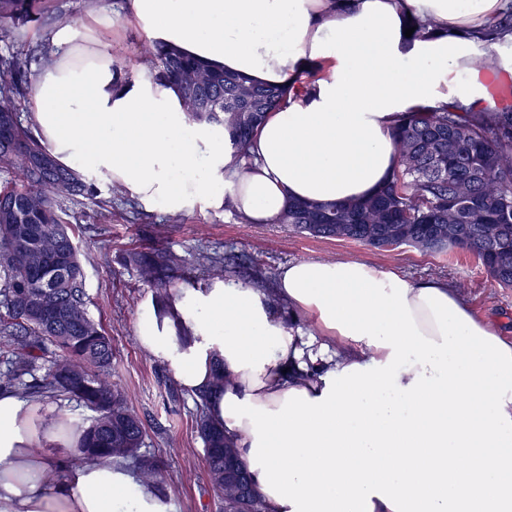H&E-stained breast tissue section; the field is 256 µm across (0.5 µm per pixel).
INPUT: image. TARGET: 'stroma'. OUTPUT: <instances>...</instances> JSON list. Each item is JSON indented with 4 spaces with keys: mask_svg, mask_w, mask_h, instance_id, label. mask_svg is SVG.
<instances>
[{
    "mask_svg": "<svg viewBox=\"0 0 512 512\" xmlns=\"http://www.w3.org/2000/svg\"><path fill=\"white\" fill-rule=\"evenodd\" d=\"M95 185L100 198L111 203L109 214L99 215L87 204L71 210L68 221L80 227L88 310L112 338L128 402L146 427V452L166 463L167 512L216 510L195 427L196 405L192 395L179 391L169 368L137 341L154 288L134 268L104 264L102 253L118 256L158 241L185 258L195 277L201 274L199 255L240 258L235 275L241 279L250 278L257 267L277 276L284 265L297 260L366 258L416 282L442 278L462 286L463 297L512 336V288L499 287L473 256L425 254L408 246L381 252L347 240L305 237L280 224H248L234 211H213L200 202L183 211L181 223L172 224L163 206H144L128 194L113 196L111 182L102 179Z\"/></svg>",
    "mask_w": 512,
    "mask_h": 512,
    "instance_id": "obj_1",
    "label": "stroma"
}]
</instances>
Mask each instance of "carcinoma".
Masks as SVG:
<instances>
[{"mask_svg": "<svg viewBox=\"0 0 512 512\" xmlns=\"http://www.w3.org/2000/svg\"><path fill=\"white\" fill-rule=\"evenodd\" d=\"M40 0H0V25H38ZM49 51L45 43L0 54V120L30 84L28 60ZM141 57L152 75L175 83L188 122L221 127L227 148L243 168L248 146L266 114L281 107L287 89L258 86L215 72L146 40ZM399 166L370 197L340 206L288 201L280 223L312 237L349 240L379 251L401 242L422 253L463 251L476 256L502 288H512V109L473 112L461 106L423 107L403 114L395 129ZM46 147L21 124L0 142V347L11 355L0 373L6 386L31 397L56 396L92 412L80 426L76 460L106 457L136 468L143 486L167 498L160 461L141 451L146 431L115 370L112 337L87 309L81 252L65 224V205L91 202L97 190L76 169L38 158ZM155 288L166 314L169 288L184 276V259L157 244L123 256ZM199 267L211 278L232 273L217 256ZM50 295L54 319L33 307ZM208 393L195 396L196 430L205 447L208 481L217 512H266L255 488L242 496L224 481V458L242 463L237 444L206 412Z\"/></svg>", "mask_w": 512, "mask_h": 512, "instance_id": "1", "label": "carcinoma"}]
</instances>
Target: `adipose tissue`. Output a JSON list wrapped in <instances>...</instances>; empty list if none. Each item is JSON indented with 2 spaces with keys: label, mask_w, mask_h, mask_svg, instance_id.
<instances>
[{
  "label": "adipose tissue",
  "mask_w": 512,
  "mask_h": 512,
  "mask_svg": "<svg viewBox=\"0 0 512 512\" xmlns=\"http://www.w3.org/2000/svg\"><path fill=\"white\" fill-rule=\"evenodd\" d=\"M512 0H90L41 34L26 105L54 159L178 212L195 202L276 223L287 200L375 193L404 112L499 104L475 41ZM255 84L288 87L241 170L223 131L189 125L177 87L130 63L112 21ZM434 22L406 37L413 21ZM324 63L305 83L301 71ZM293 321L285 323L282 314ZM188 330L177 342L173 321ZM306 320L309 331L295 328ZM138 341L233 438L268 512H512V336L444 280L365 259L298 260L273 294L186 285ZM80 433L48 398L0 391V512H166L124 463L62 474Z\"/></svg>",
  "instance_id": "adipose-tissue-1"
}]
</instances>
